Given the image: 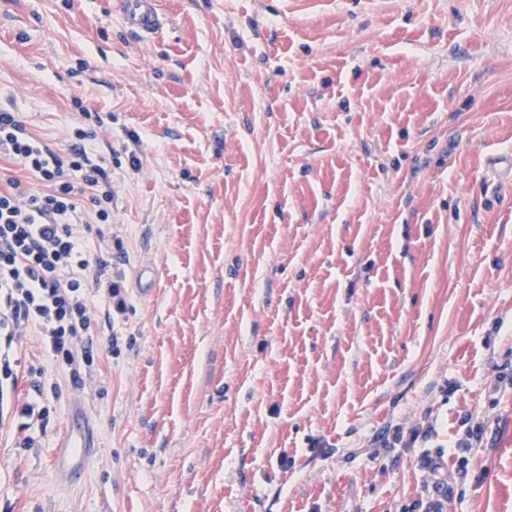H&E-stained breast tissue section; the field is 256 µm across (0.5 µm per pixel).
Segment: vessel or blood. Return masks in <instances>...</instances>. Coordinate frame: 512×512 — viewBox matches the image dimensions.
<instances>
[{"mask_svg":"<svg viewBox=\"0 0 512 512\" xmlns=\"http://www.w3.org/2000/svg\"><path fill=\"white\" fill-rule=\"evenodd\" d=\"M122 19L135 31H157L161 23L157 0H123ZM97 448V427L85 403L79 399L73 400L67 424L53 448L51 458L57 485L68 487L80 479L94 459Z\"/></svg>","mask_w":512,"mask_h":512,"instance_id":"obj_1","label":"vessel or blood"}]
</instances>
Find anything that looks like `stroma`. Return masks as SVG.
I'll use <instances>...</instances> for the list:
<instances>
[{"instance_id": "stroma-1", "label": "stroma", "mask_w": 512, "mask_h": 512, "mask_svg": "<svg viewBox=\"0 0 512 512\" xmlns=\"http://www.w3.org/2000/svg\"><path fill=\"white\" fill-rule=\"evenodd\" d=\"M159 2L0 0V107L59 148L112 116L131 290L86 477L66 388L0 512H512V0ZM122 19L139 33H154L160 27L161 17L156 0H123ZM98 430L85 403H70L68 421L53 448L51 465L59 487H68L80 479L90 466L98 448Z\"/></svg>"}]
</instances>
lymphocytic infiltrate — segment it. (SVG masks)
Segmentation results:
<instances>
[{
	"label": "lymphocytic infiltrate",
	"mask_w": 512,
	"mask_h": 512,
	"mask_svg": "<svg viewBox=\"0 0 512 512\" xmlns=\"http://www.w3.org/2000/svg\"><path fill=\"white\" fill-rule=\"evenodd\" d=\"M85 122L64 150L32 134L18 113L0 108V160L21 165L23 177L0 188V424L17 425L18 448L46 431V395L62 385L86 388L94 380L102 327L125 318L129 298L112 256V176L89 154L104 120L82 109ZM98 246L90 248L88 234ZM106 305L104 320L90 312L91 297ZM37 337L47 364L24 362L21 337Z\"/></svg>",
	"instance_id": "f902f5d3"
}]
</instances>
